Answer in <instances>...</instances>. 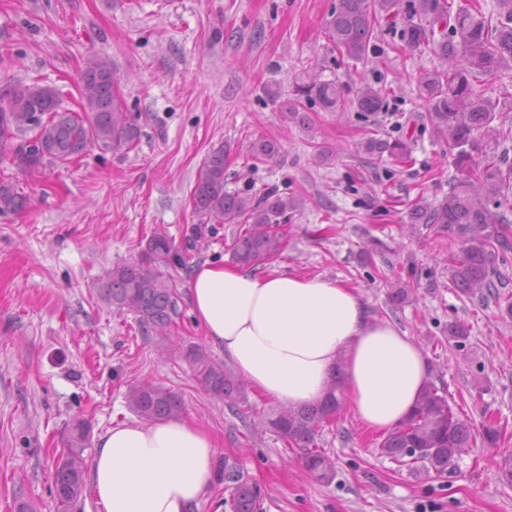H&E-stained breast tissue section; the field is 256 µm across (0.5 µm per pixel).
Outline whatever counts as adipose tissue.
<instances>
[{
    "mask_svg": "<svg viewBox=\"0 0 512 512\" xmlns=\"http://www.w3.org/2000/svg\"><path fill=\"white\" fill-rule=\"evenodd\" d=\"M186 289L204 336L252 388L288 407L320 402L339 371L363 427L385 433L429 381L422 349L372 318L345 282L205 263ZM217 448L185 418L119 423L100 435L89 483L103 512H193L213 482Z\"/></svg>",
    "mask_w": 512,
    "mask_h": 512,
    "instance_id": "ef3b65f1",
    "label": "adipose tissue"
}]
</instances>
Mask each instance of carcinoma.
I'll return each mask as SVG.
<instances>
[{"instance_id":"carcinoma-1","label":"carcinoma","mask_w":512,"mask_h":512,"mask_svg":"<svg viewBox=\"0 0 512 512\" xmlns=\"http://www.w3.org/2000/svg\"><path fill=\"white\" fill-rule=\"evenodd\" d=\"M397 0H338L327 22V35L338 52L355 61L368 60L373 22L390 12ZM499 20L493 25L471 5L453 9L451 0H416L419 22L407 30L408 42L431 46L445 67L420 81L419 97L436 130L448 137L457 168L463 178L454 184L448 198L438 204L415 206L412 219L417 224L448 226V237L458 239L462 248L452 260L450 276L464 295L492 288L489 268L492 260L512 253V238L502 228L506 214L491 220L489 204H502L501 197L512 187V167L502 168L504 159L496 146L512 140V127L493 125L499 105L478 94L480 83L512 68V0H498ZM440 38H435V35ZM81 110H63L59 92L33 84L14 92L7 111L0 112V145L21 139L11 163L22 175L46 164H67L97 146L105 151L127 153L141 137L137 118L127 112L116 91L112 61L93 55L81 70ZM305 97L317 100L324 109L336 110L345 104L339 85L333 80L314 81L301 87ZM351 105L360 112H379L381 92L368 84L361 86ZM483 131L476 141L474 133ZM32 143L24 152L26 143ZM363 148L370 154L389 153L403 159L409 147L402 141L387 143L370 138ZM481 150L483 160L475 162L473 152ZM224 147L213 149L199 168L191 203L200 218L196 236L206 224H238L233 256L242 266L254 267L272 260L281 248L282 236L271 230L286 212L295 208L288 197L272 189L258 197L242 196L225 189ZM26 206V196L11 179H0V215L15 214ZM187 270L186 258L173 241L156 233L147 241L139 259L117 264L106 272L100 296L108 304L136 315L141 332L162 341L172 339L177 324L178 294L175 276ZM184 356L204 388L233 407L243 390L233 371L215 363L199 345H189ZM343 398L342 377H335L319 403L300 409L271 412L266 423L288 446L304 452L306 468L327 483L335 471L326 451L314 448V439L324 423L333 420ZM130 409L141 419L153 421L180 415V395L168 388L139 384L127 393ZM89 430L84 422L74 423L66 436L64 464L54 465L52 488L58 512H69L82 496L84 470L71 467L84 461ZM476 439L472 425L457 416L439 388L428 384L412 414L387 434L379 444L384 456L403 465L421 464L426 471L441 475L462 449ZM223 480L231 512H261L260 488L233 465L224 464Z\"/></svg>"}]
</instances>
